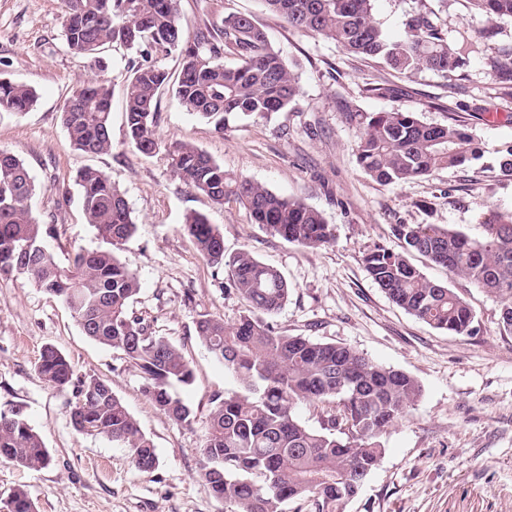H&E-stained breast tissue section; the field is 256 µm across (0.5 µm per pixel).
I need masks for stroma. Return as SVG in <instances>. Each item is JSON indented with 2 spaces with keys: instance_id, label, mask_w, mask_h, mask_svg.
Returning a JSON list of instances; mask_svg holds the SVG:
<instances>
[{
  "instance_id": "1",
  "label": "stroma",
  "mask_w": 512,
  "mask_h": 512,
  "mask_svg": "<svg viewBox=\"0 0 512 512\" xmlns=\"http://www.w3.org/2000/svg\"><path fill=\"white\" fill-rule=\"evenodd\" d=\"M433 10L449 38L468 31L480 52L453 76L425 70L406 77L381 61L349 55L334 42L288 28L263 0H179L187 33L230 14L252 16L272 47L295 64L301 93L270 118L241 117L224 133L164 94L158 134L193 144L226 172L320 211L334 242L305 248L253 224L235 203L214 205L173 176L166 151L146 156L129 142L124 87L139 51L113 49L112 150L86 155L73 148L60 109L89 72L87 59L63 43V0H0V76L33 87L28 112L0 111V148L18 156L36 185L31 210L44 225L55 257L103 242L88 224L76 183L79 169L103 171L123 193L136 232L121 253L141 283L132 308L157 334L176 344L193 381L175 393L196 413L181 425L145 394L138 368L117 350L89 339L70 310L26 280L0 275V411L21 409L41 436L50 464L29 470L0 460V496L25 489L37 512H235L199 476L209 401L236 389L196 336L201 315L235 322L247 309L226 271L215 270L183 231L201 213L224 236V251H250L277 269L290 293L274 316L278 331L349 345L375 362L415 378L421 395L409 416L383 436L386 451L345 512H512V333L501 325L500 299L450 275L418 253L410 262L446 284L474 313V331L437 330L394 303L369 276L364 255L380 244L402 251L399 224H437L482 240L488 210L512 211V175L501 168L512 142V82L490 69L512 47V19L484 37L485 18L471 0H376L374 17L388 39H400L410 14ZM387 87L368 93V84ZM363 112L402 109L427 124L457 123L479 157L403 184L364 173L353 152L356 132L343 105ZM53 345L76 376L106 379L154 443L158 465L142 473L127 448L78 434L70 423L74 386L48 385L37 370Z\"/></svg>"
}]
</instances>
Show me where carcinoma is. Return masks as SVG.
Segmentation results:
<instances>
[{"label":"carcinoma","mask_w":512,"mask_h":512,"mask_svg":"<svg viewBox=\"0 0 512 512\" xmlns=\"http://www.w3.org/2000/svg\"><path fill=\"white\" fill-rule=\"evenodd\" d=\"M268 11L293 29L320 35L349 54L382 61L399 74L429 70L453 75L477 43L464 33L448 44L435 13L418 10L406 20L405 36L384 38L374 18L375 0H263ZM488 20L512 19V0H473ZM63 40L68 51L90 59L91 73L70 93L61 121L71 145L84 154L112 149V86L104 77L103 54L114 46L149 48L132 67L125 86L127 136L140 153L165 149L173 174L216 205L233 201L253 223L288 242L320 247L334 241L323 214L285 198L264 185L224 172L200 148L183 142L164 146L157 128L162 94L222 133L239 116L268 118L283 112L300 93L292 66L276 52L250 15L235 14L197 28L188 38L178 0H64ZM178 52L175 81L148 60L151 50ZM237 58L234 66L224 57ZM37 101L34 88L0 78V111L21 114ZM357 130L354 153L360 168L384 184L404 183L478 158L473 140L457 124L431 125L414 112L393 109L361 112L343 106ZM87 222L109 248L78 249L66 264L44 240L43 225L28 202L36 186L25 163L0 150V273L21 277L59 299L93 341L121 351L140 370L144 391L179 423L189 424L192 409L172 393L193 375L179 349L156 335L131 308L139 291L136 273L119 253L136 224L123 194L102 171L86 166L77 173ZM486 237L473 241L436 224H398L402 252L375 245L365 258L372 280L388 298L429 326L456 334L472 331L469 305L447 285L434 282L407 257L416 252L448 272L469 280L503 302L501 324L512 332V212H492ZM184 231L213 267L227 269L231 285L248 303L233 324L202 316L196 334L239 390L211 399L209 427L199 475L218 498L238 512H283L282 505L314 498L316 512H345L346 504L385 453L383 435L406 418L420 396L418 382L405 372L378 364L345 344L314 341L277 331L272 318L288 300L281 273L242 250L224 253L221 231L200 213L187 215ZM37 370L51 386L78 383L70 410L73 429L102 436L128 448L141 473L158 463L153 442L112 387L99 378L74 380L68 358L47 345ZM333 405L321 429L296 415L303 403ZM0 459L27 469L48 466L51 457L21 410L0 412ZM11 512H36L26 490L7 495Z\"/></svg>","instance_id":"cac0c4a2"}]
</instances>
